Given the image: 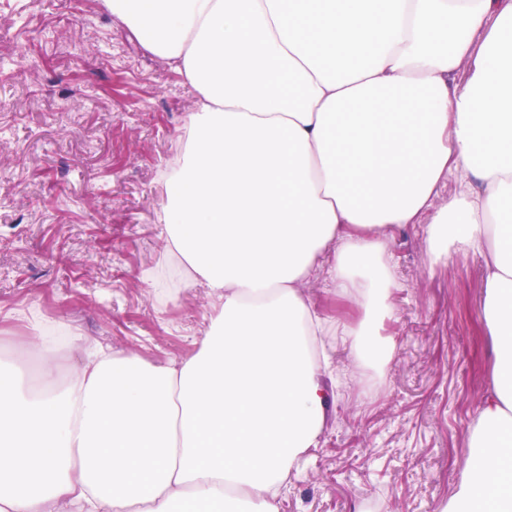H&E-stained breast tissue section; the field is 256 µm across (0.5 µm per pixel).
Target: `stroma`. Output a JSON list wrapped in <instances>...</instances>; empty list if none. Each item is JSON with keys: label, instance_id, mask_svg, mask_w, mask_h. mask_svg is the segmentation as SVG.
<instances>
[{"label": "stroma", "instance_id": "1", "mask_svg": "<svg viewBox=\"0 0 512 512\" xmlns=\"http://www.w3.org/2000/svg\"><path fill=\"white\" fill-rule=\"evenodd\" d=\"M195 96L100 0H0V353L29 360L59 333L157 362L188 355L211 315L176 280L157 212L159 172ZM393 313L384 361L335 354L342 379L319 447L288 478L281 512H435L452 493L489 388L480 259L434 262L428 229L390 231ZM328 320L358 322L325 270L302 288Z\"/></svg>", "mask_w": 512, "mask_h": 512}]
</instances>
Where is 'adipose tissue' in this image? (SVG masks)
<instances>
[{
	"label": "adipose tissue",
	"mask_w": 512,
	"mask_h": 512,
	"mask_svg": "<svg viewBox=\"0 0 512 512\" xmlns=\"http://www.w3.org/2000/svg\"><path fill=\"white\" fill-rule=\"evenodd\" d=\"M102 4L195 92L159 221L213 313L162 364L97 350L60 380L45 337L39 369L0 355V512H280L332 398L328 333L364 364L385 347L404 224L484 267L489 395L438 512H512V0ZM322 266L358 327L304 298Z\"/></svg>",
	"instance_id": "adipose-tissue-1"
}]
</instances>
